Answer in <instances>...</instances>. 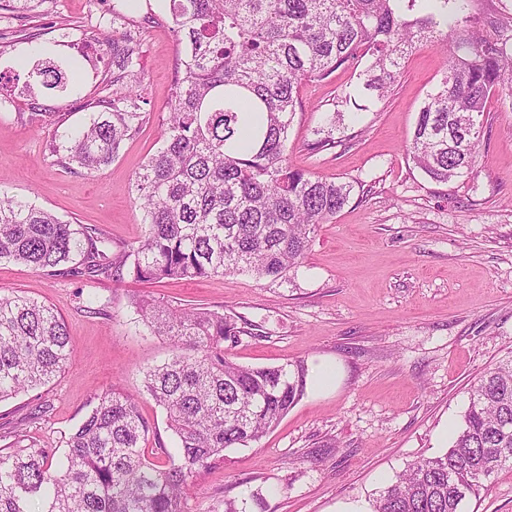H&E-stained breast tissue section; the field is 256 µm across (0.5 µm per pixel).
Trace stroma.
<instances>
[{"instance_id":"obj_1","label":"stroma","mask_w":512,"mask_h":512,"mask_svg":"<svg viewBox=\"0 0 512 512\" xmlns=\"http://www.w3.org/2000/svg\"><path fill=\"white\" fill-rule=\"evenodd\" d=\"M113 0H40L35 11L0 9V190L76 224H94L113 252L145 233L133 183L159 145L168 112L178 36L169 15L138 0L147 119L102 170L54 164L57 134L83 125L112 92V50L92 39L112 31ZM30 38L64 69L81 65L72 90L24 86L28 67L13 39ZM451 52L423 44L409 53L392 93L376 102L358 91L352 69L302 86L292 123L290 164L320 178L361 182L349 203L317 227L287 278L248 275L143 282L54 274L0 261V289L52 306L68 326L74 355L50 384L0 402V448L15 434L63 453V439L92 409L94 394L137 395L164 442V411L140 393L143 368L164 359L135 301L163 298L240 316L247 333L231 351L250 367L304 362L303 397L260 441L228 451L193 479L185 512H369L377 491L409 463L447 451L468 406L473 380L512 354V112L490 96L488 126L467 175L438 184L412 163L408 138ZM352 93L336 136L351 147L311 154L323 110ZM334 375L316 382L320 365ZM464 512H512V467L495 474Z\"/></svg>"}]
</instances>
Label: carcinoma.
I'll list each match as a JSON object with an SVG mask.
<instances>
[{
  "mask_svg": "<svg viewBox=\"0 0 512 512\" xmlns=\"http://www.w3.org/2000/svg\"><path fill=\"white\" fill-rule=\"evenodd\" d=\"M178 35L169 112L157 151L136 173L134 188L147 229L140 244L112 255L94 224H73L27 200L0 193V260L54 272L143 281L194 280L247 273L257 280L288 275L304 258L316 227L339 212L354 190L295 168L289 129L302 109L299 92L341 66H359L362 88L388 95L409 51L446 42L447 70L411 132L412 162L446 184L472 168L488 124L486 99L512 88V25L485 34L470 0H159ZM112 3V95L105 110L58 136L56 162L88 173L108 165L146 120L141 111L140 38L124 8ZM34 85L67 89L51 57L35 61ZM341 91L327 127L308 144L313 154L336 140ZM167 357L143 372L142 392L166 412L178 439L172 454L138 397L95 396L69 435L58 467L50 448L0 449V512H184L185 490L200 470L233 448L260 440L304 395L302 361L245 367L230 350L246 333L241 318L152 299L135 301ZM73 353L54 309L0 292V401L50 383ZM512 467V355L471 385L450 448L408 465L380 491L373 512H462L485 481Z\"/></svg>",
  "mask_w": 512,
  "mask_h": 512,
  "instance_id": "cac0c4a2",
  "label": "carcinoma"
}]
</instances>
